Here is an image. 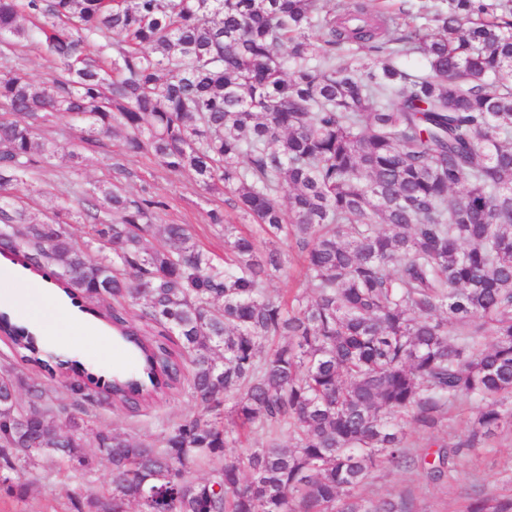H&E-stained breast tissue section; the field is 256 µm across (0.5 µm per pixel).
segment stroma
<instances>
[{"mask_svg":"<svg viewBox=\"0 0 512 512\" xmlns=\"http://www.w3.org/2000/svg\"><path fill=\"white\" fill-rule=\"evenodd\" d=\"M86 127V122L75 116L53 117L41 126V134L52 140L55 153L42 160L39 175L16 190L27 203L31 217L45 220L78 210L82 190L109 181L131 197L145 196L160 201L155 225H190L194 242L210 252L216 261H223L225 225L241 227L248 222L232 193L207 192L194 172H165L150 155L127 156L123 147L125 131L119 126L112 133L100 136L98 145L88 146L83 142ZM213 211L223 214V224H212L209 214ZM0 290L12 294V313L37 331L47 349L65 351L90 372L104 376L132 370L138 364V357L119 344L107 348L99 344V337L112 334L111 328L98 316L103 308L101 302L92 300L84 308L71 306L67 311H60L58 289L1 256ZM194 410L189 393L182 389L143 407L138 414L109 408L100 419L117 432L155 444L173 422ZM478 411V403L460 404L448 411L445 426L435 430L406 425V439L419 452L436 441L465 437ZM89 454L94 458L89 471L60 464L39 470L34 478L13 471L0 472V512H71L72 501L93 498L110 482L112 472L109 462L99 456L97 449H90ZM510 472L512 429H504L477 456L462 460L444 484L435 485L423 477L385 467L374 472L366 494L379 498L405 490L414 498L419 512H459L472 486H482L493 494L512 493V483L503 480Z\"/></svg>","mask_w":512,"mask_h":512,"instance_id":"1","label":"stroma"}]
</instances>
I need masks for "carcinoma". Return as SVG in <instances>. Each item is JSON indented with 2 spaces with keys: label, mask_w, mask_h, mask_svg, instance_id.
<instances>
[{
  "label": "carcinoma",
  "mask_w": 512,
  "mask_h": 512,
  "mask_svg": "<svg viewBox=\"0 0 512 512\" xmlns=\"http://www.w3.org/2000/svg\"><path fill=\"white\" fill-rule=\"evenodd\" d=\"M20 42L55 70H0V249L73 303L112 301L103 317L143 370L109 380L112 406L168 395L183 360L197 411L160 450L105 426L89 442L74 412L99 403L94 374L46 388L0 367V469L86 467L94 446L112 464L97 512H415L402 493L365 498L374 471L441 483L512 426V0H0V43ZM58 116L123 127L126 153L234 193L252 229L224 225L222 266L186 224L151 248L155 202L98 184L74 220L92 257L69 221L11 198ZM281 237L307 280L286 302L265 291L286 254L257 245ZM0 332L23 362L67 367L6 310ZM464 401L483 403L465 438L411 450L401 423L434 429ZM255 431L265 445L227 453ZM464 512H512V496L476 486Z\"/></svg>",
  "instance_id": "carcinoma-1"
}]
</instances>
